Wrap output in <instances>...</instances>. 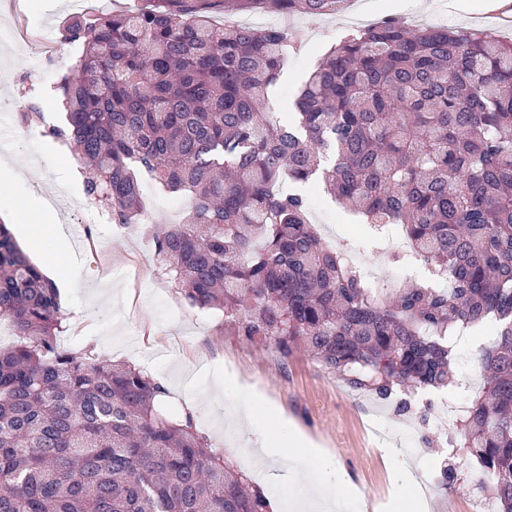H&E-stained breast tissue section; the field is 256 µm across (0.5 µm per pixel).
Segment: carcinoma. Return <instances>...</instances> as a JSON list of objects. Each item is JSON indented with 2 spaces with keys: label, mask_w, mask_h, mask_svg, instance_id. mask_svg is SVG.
I'll list each match as a JSON object with an SVG mask.
<instances>
[{
  "label": "carcinoma",
  "mask_w": 512,
  "mask_h": 512,
  "mask_svg": "<svg viewBox=\"0 0 512 512\" xmlns=\"http://www.w3.org/2000/svg\"><path fill=\"white\" fill-rule=\"evenodd\" d=\"M346 0H150L82 15L50 129L88 166L84 191L115 224L143 181L188 200L153 233L170 286L224 312L250 343L298 350L356 388L454 383L448 337L501 321L484 383L456 425L479 488L512 512V42L388 17L308 73L285 117L265 111L288 65L278 28H213L216 11L336 14ZM321 179L383 234L399 227L449 283L379 294L324 240L285 180ZM0 512H269L264 493L161 410L147 372L58 348V288L0 224Z\"/></svg>",
  "instance_id": "obj_1"
}]
</instances>
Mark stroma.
<instances>
[{"label": "stroma", "instance_id": "1", "mask_svg": "<svg viewBox=\"0 0 512 512\" xmlns=\"http://www.w3.org/2000/svg\"><path fill=\"white\" fill-rule=\"evenodd\" d=\"M486 0H426L418 20L422 27L478 31L511 40L512 29L500 27ZM144 0H0V205L37 199L50 203L53 223L65 225L62 242L47 241L44 259L65 249L78 258L67 288L60 291L65 314L58 346L92 351L115 362H136L166 389L162 405L170 418L191 419L213 451L224 454L244 472H251L249 448L263 444L275 456L265 467L289 464L292 476L305 480L311 470L299 462L288 428H296L319 448L331 473L347 476L357 494L354 512H469L478 492L479 469L465 449L443 451L454 430L440 428L438 402H413L410 413L397 414L394 401L349 387L347 379L303 352L283 356L272 344L249 343L225 322L223 311L185 303L170 288L155 260L152 229L180 221L184 198L147 187L143 214L135 233L122 236L82 185L60 184V166L80 171L84 165L66 144L48 134L65 122L59 98L61 79L75 65L77 45H61L69 17L109 14L142 8ZM271 27L288 30L295 44L288 67L275 88L279 109L289 112L309 71L346 34L341 16L265 13ZM33 112L24 120L25 112ZM328 241H340L362 252L361 260L396 272L406 285L407 259L391 260L367 225L329 198L309 213ZM224 383L214 389L213 374ZM251 402L256 428H240L239 407ZM380 424L408 448L402 461L381 445L372 431ZM458 480L440 485L446 465ZM427 486L426 499L411 491L412 478Z\"/></svg>", "mask_w": 512, "mask_h": 512}]
</instances>
